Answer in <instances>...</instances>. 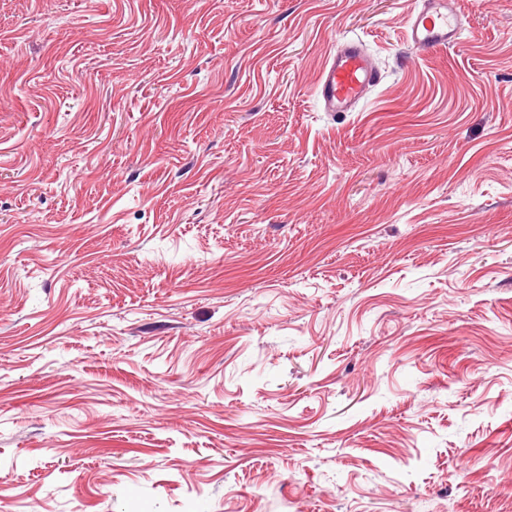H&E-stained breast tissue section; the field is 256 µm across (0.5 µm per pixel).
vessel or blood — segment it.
<instances>
[{
	"mask_svg": "<svg viewBox=\"0 0 512 512\" xmlns=\"http://www.w3.org/2000/svg\"><path fill=\"white\" fill-rule=\"evenodd\" d=\"M463 27L455 0H416L406 38L413 48L432 53L456 44ZM379 81L380 74L362 42L347 39L327 59L316 90L325 111L352 112L366 90Z\"/></svg>",
	"mask_w": 512,
	"mask_h": 512,
	"instance_id": "obj_1",
	"label": "vessel or blood"
}]
</instances>
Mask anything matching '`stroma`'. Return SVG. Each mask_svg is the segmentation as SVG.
<instances>
[{
	"instance_id": "obj_1",
	"label": "stroma",
	"mask_w": 512,
	"mask_h": 512,
	"mask_svg": "<svg viewBox=\"0 0 512 512\" xmlns=\"http://www.w3.org/2000/svg\"><path fill=\"white\" fill-rule=\"evenodd\" d=\"M459 4L0 0L6 512H512V0ZM410 14L407 42L415 49L436 52L455 45L464 23L455 0H417ZM380 81L359 39H347L336 46L320 72L316 90L326 112H352L366 90Z\"/></svg>"
}]
</instances>
